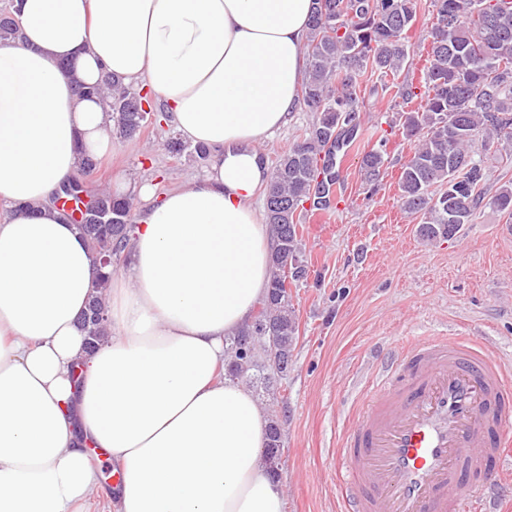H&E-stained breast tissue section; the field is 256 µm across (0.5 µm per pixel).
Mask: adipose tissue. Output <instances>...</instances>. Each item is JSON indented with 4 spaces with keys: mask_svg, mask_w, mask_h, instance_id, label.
Wrapping results in <instances>:
<instances>
[{
    "mask_svg": "<svg viewBox=\"0 0 512 512\" xmlns=\"http://www.w3.org/2000/svg\"><path fill=\"white\" fill-rule=\"evenodd\" d=\"M13 6L23 38L0 43V512H79L94 447L121 472L117 512H283L263 460L268 412L218 371L266 295L259 145L298 106L312 0ZM106 73L146 79L213 154L181 188L140 187L130 263L107 296L112 334L89 354L75 320L95 259L51 197L112 149L105 102L74 90Z\"/></svg>",
    "mask_w": 512,
    "mask_h": 512,
    "instance_id": "ef3b65f1",
    "label": "adipose tissue"
}]
</instances>
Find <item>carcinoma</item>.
<instances>
[{
  "label": "carcinoma",
  "mask_w": 512,
  "mask_h": 512,
  "mask_svg": "<svg viewBox=\"0 0 512 512\" xmlns=\"http://www.w3.org/2000/svg\"><path fill=\"white\" fill-rule=\"evenodd\" d=\"M306 41L308 63L299 104L314 114L301 141L283 152L264 190L265 223L274 241L268 292L259 315L228 340L225 375L245 380L262 396L274 383L270 350L289 359L299 336L290 286L304 275L286 273L288 257L302 256L304 214L327 212L338 200L341 166L361 145L365 128L360 98L362 77L377 75L384 87H398L406 103L421 99L420 110L406 114L403 129L418 143L402 166L398 180L403 208L421 217L417 233L425 241L452 240L471 223L483 194L484 169L474 146L490 131L512 143V0H434L432 28L424 73L425 91L400 79L408 59L406 33L416 21L415 0H314ZM21 37L19 18L8 5L0 9V41ZM80 95L105 92L116 115L117 130L131 137L147 127V97L109 74L90 89L75 82ZM387 138L379 139L361 158V171L373 184L385 165ZM97 165L93 158L64 179L56 193L77 203L61 214L77 225L97 255L121 259L135 223L133 201L87 187ZM512 216V187L501 186L491 198ZM110 283L96 271L88 308L78 320L86 346L95 349L107 333L105 292ZM282 447L281 424H269L266 461L276 463Z\"/></svg>",
  "instance_id": "obj_1"
}]
</instances>
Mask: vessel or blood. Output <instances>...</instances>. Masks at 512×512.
<instances>
[{
	"label": "vessel or blood",
	"instance_id": "obj_1",
	"mask_svg": "<svg viewBox=\"0 0 512 512\" xmlns=\"http://www.w3.org/2000/svg\"><path fill=\"white\" fill-rule=\"evenodd\" d=\"M512 371L488 343L427 336L382 356L336 459L341 512H512Z\"/></svg>",
	"mask_w": 512,
	"mask_h": 512
}]
</instances>
